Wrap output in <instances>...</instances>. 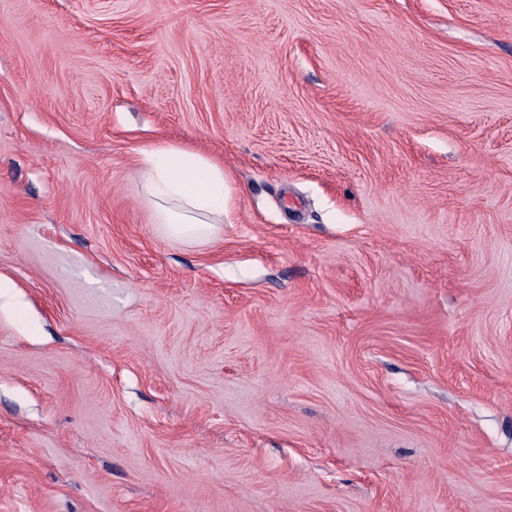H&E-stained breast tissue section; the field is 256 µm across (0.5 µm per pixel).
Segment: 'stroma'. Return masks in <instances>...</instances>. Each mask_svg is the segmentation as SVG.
<instances>
[{
	"mask_svg": "<svg viewBox=\"0 0 512 512\" xmlns=\"http://www.w3.org/2000/svg\"><path fill=\"white\" fill-rule=\"evenodd\" d=\"M0 279V512H512V0H0ZM140 163L152 224H159L171 240L188 244L212 241L228 208L224 169L173 145L145 151Z\"/></svg>",
	"mask_w": 512,
	"mask_h": 512,
	"instance_id": "obj_1",
	"label": "stroma"
}]
</instances>
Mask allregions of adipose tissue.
<instances>
[{
    "label": "adipose tissue",
    "mask_w": 512,
    "mask_h": 512,
    "mask_svg": "<svg viewBox=\"0 0 512 512\" xmlns=\"http://www.w3.org/2000/svg\"><path fill=\"white\" fill-rule=\"evenodd\" d=\"M140 162L151 221L163 235L188 244L213 240L228 208L223 168L173 145L144 152Z\"/></svg>",
    "instance_id": "ef3b65f1"
}]
</instances>
